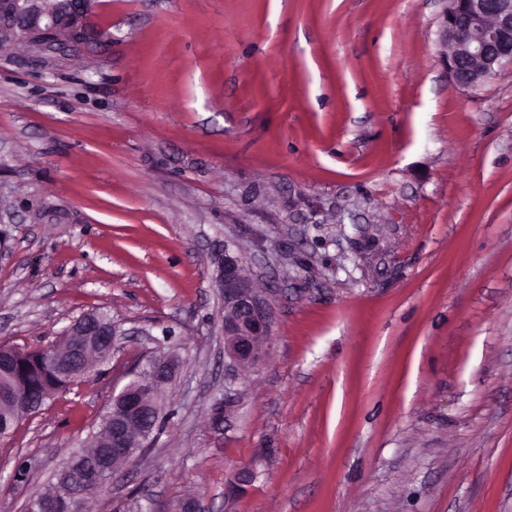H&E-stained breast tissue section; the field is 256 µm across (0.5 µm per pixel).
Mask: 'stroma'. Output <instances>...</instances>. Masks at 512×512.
I'll list each match as a JSON object with an SVG mask.
<instances>
[{"label": "stroma", "instance_id": "1", "mask_svg": "<svg viewBox=\"0 0 512 512\" xmlns=\"http://www.w3.org/2000/svg\"><path fill=\"white\" fill-rule=\"evenodd\" d=\"M444 7L89 0L60 66L0 53V344L127 332L0 439V512L89 445L144 329L176 336L170 415L91 512H512V62L456 85ZM228 242L273 317L235 377ZM126 335L115 322L103 321L97 314L89 313L72 322L64 337L72 336L71 358H88L101 348L112 351L118 338Z\"/></svg>", "mask_w": 512, "mask_h": 512}]
</instances>
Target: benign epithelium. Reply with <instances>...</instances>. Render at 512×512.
Returning a JSON list of instances; mask_svg holds the SVG:
<instances>
[{
    "label": "benign epithelium",
    "instance_id": "1",
    "mask_svg": "<svg viewBox=\"0 0 512 512\" xmlns=\"http://www.w3.org/2000/svg\"><path fill=\"white\" fill-rule=\"evenodd\" d=\"M439 37L446 46L443 63L449 78L462 88H476L512 62V0H443ZM83 0H0V51L18 44L31 49L27 63L54 67L64 52L83 42ZM213 281L224 302L222 333L224 357L232 371L255 367L261 347L271 335L272 316L267 299L244 273L239 249L224 243L215 255ZM72 337L70 357H88L98 349L112 350L126 335L113 321L89 313L68 326ZM153 384L175 380L180 356L174 349L159 348L150 357ZM167 416L164 400L150 390L126 382L112 391V422L108 424L97 456H86L79 465L80 480L102 488L116 462H130L151 445L157 424Z\"/></svg>",
    "mask_w": 512,
    "mask_h": 512
}]
</instances>
